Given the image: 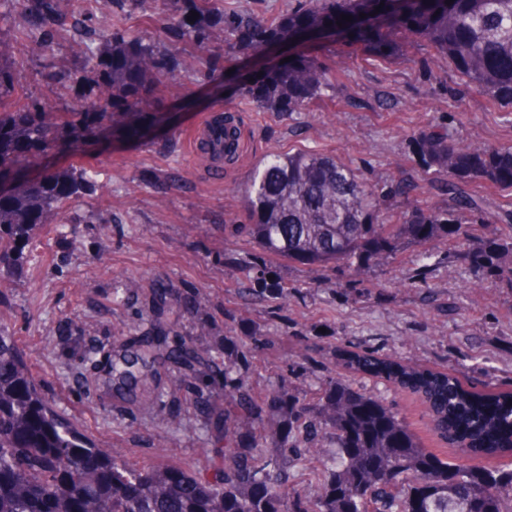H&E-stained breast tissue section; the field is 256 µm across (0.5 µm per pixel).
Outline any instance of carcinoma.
Returning a JSON list of instances; mask_svg holds the SVG:
<instances>
[{
    "label": "carcinoma",
    "instance_id": "cac0c4a2",
    "mask_svg": "<svg viewBox=\"0 0 512 512\" xmlns=\"http://www.w3.org/2000/svg\"><path fill=\"white\" fill-rule=\"evenodd\" d=\"M28 8L27 24L44 31L59 23L55 0H16ZM401 27L422 39L431 60L448 62L468 82L512 108V0H405ZM397 11L399 0H305L277 23L236 14L215 15L208 0H177L178 15L168 25L202 46L212 29L234 49L261 51L290 33L313 27H337L340 15L352 16L340 30L371 52L397 54L390 35L357 22L361 13ZM197 12L194 23L187 21ZM112 55L105 60L87 49L82 69L89 83L72 80L74 93L67 121L75 134L96 127L112 110L130 109L161 75L163 59L152 46L126 34H113ZM112 85V97L95 90ZM325 73L309 55L267 70L248 89L257 107L296 112L319 96ZM45 107L0 112V174L12 157H34L53 146L44 131ZM412 152L428 191L448 197V208L418 206L401 224H389L384 195L336 157L319 152L271 154L251 179L236 189L253 242L266 254L306 264L342 263L351 271L376 257L390 255L396 237L405 234L431 258L442 241L463 234L461 218L512 223V211L475 194L472 185L512 187V145L469 144L435 126L412 135ZM78 184L49 175L21 184L0 196V276L24 259L44 214L74 193ZM458 259L472 267L512 275V235L470 243ZM157 335L142 338L131 354L112 359L117 391L147 390L170 373L193 396V410L208 419L212 431L205 453L209 476H197L172 463L121 461L112 450L89 441L78 421L60 413L42 393L30 371L31 358L12 336L0 331V512H82L86 500L100 512H512V469L490 470L481 460L512 454V391L485 392L464 385L454 374L410 364L370 349L346 352L343 373L329 383L316 403L291 400L278 389L271 400L288 403V426H301L309 414L322 419L324 437L337 453L320 466L323 484L298 489L285 474L302 459L301 450L284 439L276 454L263 444L269 436L267 402L256 399L241 382L224 379L216 394L214 370L221 358L196 347L183 335L175 346L164 344L170 328L162 320L171 307L190 310L191 302L159 289L151 299ZM381 378L396 391L419 396L431 430L455 449L462 462L451 464L425 451L385 399L360 392L345 373ZM250 414L255 435L248 440L231 424L233 410Z\"/></svg>",
    "mask_w": 512,
    "mask_h": 512
}]
</instances>
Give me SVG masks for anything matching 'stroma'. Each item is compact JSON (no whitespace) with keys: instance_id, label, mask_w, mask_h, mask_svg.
Masks as SVG:
<instances>
[{"instance_id":"obj_1","label":"stroma","mask_w":512,"mask_h":512,"mask_svg":"<svg viewBox=\"0 0 512 512\" xmlns=\"http://www.w3.org/2000/svg\"><path fill=\"white\" fill-rule=\"evenodd\" d=\"M212 4L272 23L297 0ZM174 8V0H57L64 24L51 31L50 52L35 56L24 14L15 0H0V64L19 75L0 96L4 111L64 108L71 97L64 77L80 61L76 46L108 56L115 28L169 61L166 79L136 108L107 113L96 135L79 140L61 129L53 152L0 178L6 195L47 174L66 181L88 172L77 194L45 214L33 258L0 293L8 333L45 349L32 364L45 396L93 441L108 437L141 463L155 461L162 447L172 461L201 472L205 420L185 410L173 383L162 379L151 404L134 403L112 390L90 357L111 343L114 329L153 335L149 297L162 285L196 301L194 314L176 308L167 320L198 348H220L228 326L247 343L246 354L225 363L231 380L260 398L282 385L296 399L321 397L340 354L357 347L448 370L478 389L512 388V288L454 261L460 239L449 238L425 263L419 246L399 238L388 258L355 276L342 265L263 253L246 231L249 218L235 192L263 158L299 149L335 154L388 190L418 174L411 135L436 124L456 139L510 144L512 109L449 67L430 70V49L396 25L390 33L402 48L389 59L330 31L228 55L221 32L201 48L162 29ZM297 48L327 70V88L297 112L258 109L245 91L247 75ZM216 112L237 124L245 143L241 161L225 166L219 180L203 169L189 135ZM472 281L480 294L466 290ZM349 382L386 398L428 450L454 461V451L429 432L414 395L360 374Z\"/></svg>"}]
</instances>
